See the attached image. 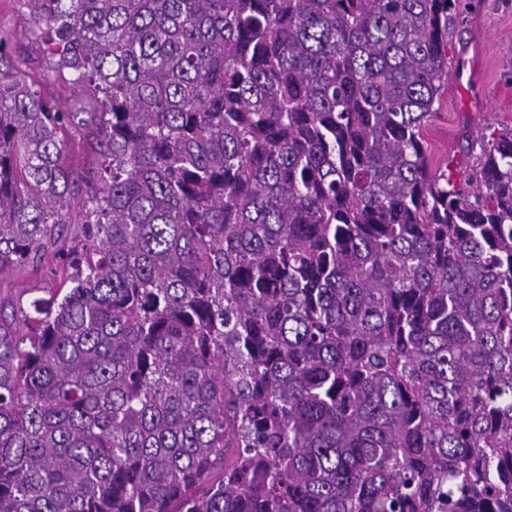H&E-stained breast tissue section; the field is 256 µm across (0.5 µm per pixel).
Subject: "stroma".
<instances>
[{"mask_svg":"<svg viewBox=\"0 0 512 512\" xmlns=\"http://www.w3.org/2000/svg\"><path fill=\"white\" fill-rule=\"evenodd\" d=\"M30 27L21 0H0V38L7 41L19 69L38 81L45 99L64 111H76L80 91L61 82L44 81L48 59L41 41L31 36ZM468 46L481 50L483 95L474 101L467 85L445 83L424 129L434 165L458 153L467 135L482 127L512 128V0H485L479 10L470 0H460L459 13L448 29L449 59H456ZM65 278L62 258L50 254L39 270L16 267L1 275L0 298L25 303L46 298L62 288Z\"/></svg>","mask_w":512,"mask_h":512,"instance_id":"1","label":"stroma"}]
</instances>
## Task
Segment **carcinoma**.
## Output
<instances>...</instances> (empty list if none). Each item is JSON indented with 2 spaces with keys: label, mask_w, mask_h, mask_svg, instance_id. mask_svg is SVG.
I'll use <instances>...</instances> for the list:
<instances>
[{
  "label": "carcinoma",
  "mask_w": 512,
  "mask_h": 512,
  "mask_svg": "<svg viewBox=\"0 0 512 512\" xmlns=\"http://www.w3.org/2000/svg\"><path fill=\"white\" fill-rule=\"evenodd\" d=\"M0 40V512H512V128L429 170L456 0H24ZM28 9L18 0H0V37L8 42L16 65L30 79L38 82L42 95L67 112L79 107L81 92L61 82L43 80L48 59L41 41L30 35ZM66 140L69 150L66 156L67 164L79 173L97 171L100 167L101 157L96 144L85 135V131L78 127H68ZM65 278L62 258L48 253L38 271L31 267H16L1 275L0 298L20 299L26 306L34 298H48L55 293L61 297L70 286L63 284Z\"/></svg>",
  "instance_id": "1"
}]
</instances>
